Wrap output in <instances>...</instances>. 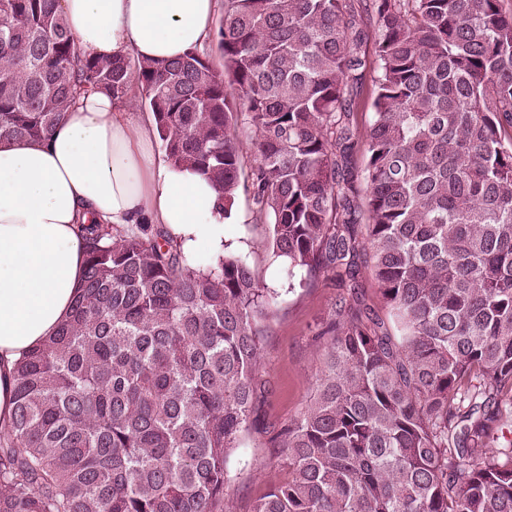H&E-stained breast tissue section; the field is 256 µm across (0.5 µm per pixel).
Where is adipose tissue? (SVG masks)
Returning a JSON list of instances; mask_svg holds the SVG:
<instances>
[{
    "label": "adipose tissue",
    "instance_id": "adipose-tissue-1",
    "mask_svg": "<svg viewBox=\"0 0 512 512\" xmlns=\"http://www.w3.org/2000/svg\"><path fill=\"white\" fill-rule=\"evenodd\" d=\"M81 51L156 62L208 37L216 0H61ZM155 124L102 92L77 101L49 139L0 141V429L14 368L71 314L85 270L80 224H158L187 254L224 250L236 223L195 169L161 163Z\"/></svg>",
    "mask_w": 512,
    "mask_h": 512
}]
</instances>
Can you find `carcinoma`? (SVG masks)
I'll list each match as a JSON object with an SVG mask.
<instances>
[{
    "mask_svg": "<svg viewBox=\"0 0 512 512\" xmlns=\"http://www.w3.org/2000/svg\"><path fill=\"white\" fill-rule=\"evenodd\" d=\"M379 60L375 120L350 123ZM224 73L79 49L59 0H0V140L48 136L77 98L133 95L174 166L246 189L288 277L335 271L315 394L260 421L277 293L230 251L201 264L164 228L81 225V294L17 365L0 512H224L228 463L273 433L288 478L253 512H512V0H224ZM367 155V223L348 166ZM371 268L385 315L359 303ZM362 54L367 60V68L363 83L354 97V112L352 122L360 134H365L374 120L373 101L375 98V78L378 70V58L375 53V45L372 40L362 47Z\"/></svg>",
    "mask_w": 512,
    "mask_h": 512,
    "instance_id": "carcinoma-1",
    "label": "carcinoma"
}]
</instances>
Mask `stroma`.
Returning <instances> with one entry per match:
<instances>
[{"instance_id":"1","label":"stroma","mask_w":512,"mask_h":512,"mask_svg":"<svg viewBox=\"0 0 512 512\" xmlns=\"http://www.w3.org/2000/svg\"><path fill=\"white\" fill-rule=\"evenodd\" d=\"M367 60L363 83L354 98L352 122L366 133L374 120L373 101L378 58L374 43H365ZM238 221L224 227V242L231 251L246 256L251 266L278 293L277 305L263 338L261 373L270 379L272 391L261 407L269 423L288 421L309 403L316 377L323 366L325 340L317 332L336 316V302L349 290L326 273L309 286L288 279L269 256V227L253 220L252 198L239 192L236 199ZM233 480L224 492L230 512H253L257 499L273 485L288 477V460L281 449L272 447L267 434L250 432L243 438L240 460L232 467Z\"/></svg>"}]
</instances>
